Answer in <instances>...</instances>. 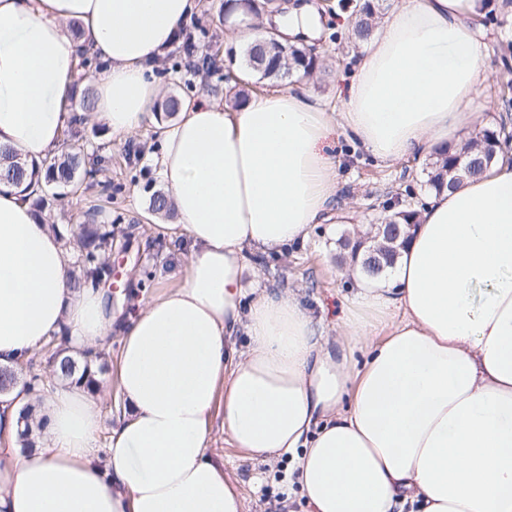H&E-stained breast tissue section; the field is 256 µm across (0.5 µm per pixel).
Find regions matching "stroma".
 Returning <instances> with one entry per match:
<instances>
[{"mask_svg":"<svg viewBox=\"0 0 512 512\" xmlns=\"http://www.w3.org/2000/svg\"><path fill=\"white\" fill-rule=\"evenodd\" d=\"M315 2L326 8L319 43L325 69L313 78L293 83L292 88L311 93L328 109L337 110L342 106L340 93L356 71L358 54L348 46L352 18L349 12L339 9V0ZM483 33L489 48L487 64L491 75L481 86L476 104L484 111L486 126L492 127L496 124L494 111L501 106L504 72L495 47L501 40L512 39V11L494 13ZM82 135L96 144L108 143L112 167L101 173L100 178L111 181L112 191L106 194L95 186L78 194L57 195L52 206L44 211V219L68 241L74 238L78 224L83 223L91 206L125 216V223L113 228L117 239L112 249L116 275L113 302L130 301L137 295L148 297L173 286L187 264L189 250L182 246L169 249L158 240L148 207L151 193L159 189L160 182L147 159H140L133 170L127 169L124 160L129 146L153 149L149 133L142 131L118 141L105 124L93 121L85 126ZM330 152L336 159L337 201L354 211V223L315 225L304 245L289 248L285 253H268L266 263H254L253 272L279 287L300 289L303 303L333 333L341 327L354 286L346 268L350 253L344 250L343 240L358 237L360 227L381 222L387 213L389 191L419 186L427 178L428 161L410 157L390 166L378 164L358 143L338 130L331 135ZM212 453L223 462L225 473L236 479L246 512H276V502L284 494L295 498L300 495L298 486L288 479L289 457L265 462L252 460L244 450L225 442L219 432L214 435Z\"/></svg>","mask_w":512,"mask_h":512,"instance_id":"stroma-1","label":"stroma"}]
</instances>
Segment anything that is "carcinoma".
Masks as SVG:
<instances>
[{"instance_id": "1", "label": "carcinoma", "mask_w": 512, "mask_h": 512, "mask_svg": "<svg viewBox=\"0 0 512 512\" xmlns=\"http://www.w3.org/2000/svg\"><path fill=\"white\" fill-rule=\"evenodd\" d=\"M269 0H224L219 17L224 14H233L236 11L244 12L253 19H258L267 13ZM382 9L377 0H363L356 5L355 20L351 30V39L359 44L368 40L374 29L375 15ZM180 45L178 54L167 60V66L157 70L165 76L176 75L182 69L192 70L204 77H211L223 69V59L214 58L200 50L198 40L184 25L179 34ZM321 68L319 57L314 49L303 44H288L281 46L280 50H270L266 40H257L246 48L243 62L235 78L225 82V97L233 100L234 106L246 101L249 91V79L259 75V79L277 83L284 80V76L299 79L314 76ZM194 85L183 83L182 91L172 93L156 107V111L166 117L176 114L180 110L183 96L193 93ZM498 133L490 127H484L474 136L470 137L459 150L441 149L438 157L431 163L427 174L426 186L429 191L440 192L453 188L465 177H477L495 161L498 152L495 142ZM105 146L96 145L92 153L87 155L81 147L72 148L71 151L40 164H27L20 161L10 149L0 148V180L15 186H21L33 181L42 182L46 186H55L78 192L82 187H92L96 177L111 165V157L104 152ZM149 211L154 214H171L172 206L167 196L157 191L152 194L149 202ZM418 209L411 206L390 213L386 219L393 224L418 223ZM101 212L91 210L86 214L85 224L77 239V257L74 263L78 274L74 275L73 288L81 289L89 282L96 284L108 279L110 275L109 256L112 254L113 234L112 228L99 222ZM401 247V242H391L384 251L374 247L366 251L362 259V269L372 275V265H380L388 269L394 264ZM63 348L57 347L48 358V362L58 364L52 371L53 377L58 381H70L92 388L96 384L94 372L91 368L92 359L101 358L97 353L94 358L84 356L83 365L72 357H60ZM29 390L35 397H41L46 390L44 376L34 369L33 360H28Z\"/></svg>"}]
</instances>
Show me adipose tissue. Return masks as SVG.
I'll use <instances>...</instances> for the list:
<instances>
[{
    "instance_id": "ef3b65f1",
    "label": "adipose tissue",
    "mask_w": 512,
    "mask_h": 512,
    "mask_svg": "<svg viewBox=\"0 0 512 512\" xmlns=\"http://www.w3.org/2000/svg\"><path fill=\"white\" fill-rule=\"evenodd\" d=\"M199 0H0V146L60 155L82 53L94 119L151 129L150 158L190 243L173 287L125 316L107 286L73 288L74 258L26 186L0 182V367L52 337L119 336L124 410L98 447L100 401L42 396L44 446L18 444L22 386L0 393V512H244L209 451L213 423L249 458L290 456L308 512H512V158L432 193L388 277L357 290L329 337L297 291L246 287L248 257L344 223L333 127L379 163L461 147L483 122L474 19L485 0H396L364 45L342 109L291 90L233 108L204 95L155 123L154 60ZM279 41L318 38L311 0H281Z\"/></svg>"
}]
</instances>
